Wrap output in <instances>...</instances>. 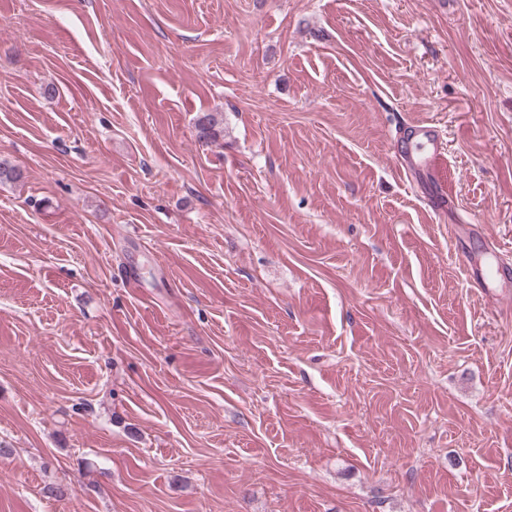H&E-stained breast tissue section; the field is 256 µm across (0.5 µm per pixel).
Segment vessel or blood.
<instances>
[{
    "label": "vessel or blood",
    "instance_id": "1",
    "mask_svg": "<svg viewBox=\"0 0 512 512\" xmlns=\"http://www.w3.org/2000/svg\"><path fill=\"white\" fill-rule=\"evenodd\" d=\"M401 140L400 166L402 175L411 182L422 185L429 192L433 213L437 216H451L456 211L446 192L433 176L432 164L443 154V134L438 124L419 122L406 127L399 135ZM463 267L467 279L478 287H486L488 273L505 279L512 276V269L505 265L490 268L488 261L465 260Z\"/></svg>",
    "mask_w": 512,
    "mask_h": 512
}]
</instances>
